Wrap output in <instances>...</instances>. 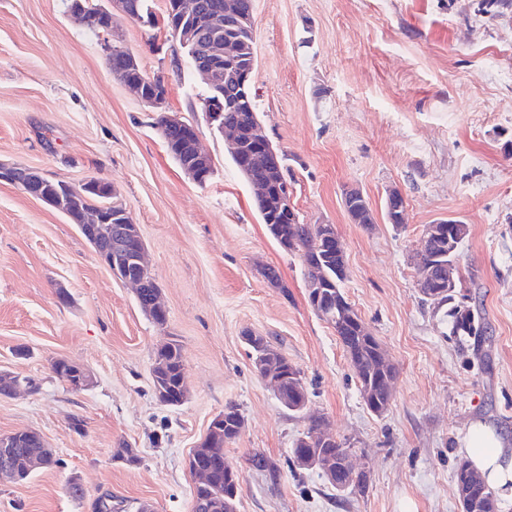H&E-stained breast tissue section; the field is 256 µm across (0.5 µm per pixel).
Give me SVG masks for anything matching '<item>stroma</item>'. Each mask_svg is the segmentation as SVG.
Returning a JSON list of instances; mask_svg holds the SVG:
<instances>
[{"mask_svg":"<svg viewBox=\"0 0 512 512\" xmlns=\"http://www.w3.org/2000/svg\"><path fill=\"white\" fill-rule=\"evenodd\" d=\"M478 2L254 0L259 121L288 156L303 223L335 225L345 295L397 369L378 416L308 303L301 259L262 224L174 42L120 15L94 35L68 0H0V161L75 187L111 182L167 310L155 323L76 225L0 181V370L38 384L0 396V434L37 431L58 459L0 485V512H94L106 493L123 512H193L189 457L230 403L245 419L224 447L240 473L237 512H460L453 472L470 423L512 438V14L491 17ZM109 43L162 77L169 111L198 128L214 169L205 185L168 153L156 112L113 77ZM350 188L376 212L372 227L349 219ZM392 188L405 199L400 228L383 215ZM448 218L470 228L457 299L481 316L479 341L453 336L417 288L424 227ZM266 265L281 287L267 284ZM247 332L301 370L306 412L288 411L259 377ZM171 340L188 386L177 407L151 382L156 349ZM57 359L83 365L92 387L72 391L51 369ZM312 415L350 443L365 494L290 465ZM73 481L83 496L69 493Z\"/></svg>","mask_w":512,"mask_h":512,"instance_id":"obj_1","label":"stroma"}]
</instances>
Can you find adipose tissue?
<instances>
[{"mask_svg":"<svg viewBox=\"0 0 512 512\" xmlns=\"http://www.w3.org/2000/svg\"><path fill=\"white\" fill-rule=\"evenodd\" d=\"M463 450L486 483L502 498L512 501V448L506 437L475 421L468 427Z\"/></svg>","mask_w":512,"mask_h":512,"instance_id":"adipose-tissue-1","label":"adipose tissue"}]
</instances>
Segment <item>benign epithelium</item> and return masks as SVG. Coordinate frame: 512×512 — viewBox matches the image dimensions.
I'll use <instances>...</instances> for the list:
<instances>
[{"label":"benign epithelium","mask_w":512,"mask_h":512,"mask_svg":"<svg viewBox=\"0 0 512 512\" xmlns=\"http://www.w3.org/2000/svg\"><path fill=\"white\" fill-rule=\"evenodd\" d=\"M109 6L98 9V14H92L83 4L82 0H71L70 12L81 19L83 24H96L102 32L107 33L112 28L114 13L118 12L126 18L143 25L149 21L138 10L133 0H108ZM174 12L186 21L185 26L173 29L175 41L184 45L190 44L195 52L196 73L201 76L213 91L224 94V99L234 104L244 101L239 90L245 87L246 81L255 68L254 47H249L246 53H241L237 38L228 35L236 31L243 23H253V2L251 0H213L206 4L202 0H174ZM122 57L127 66L112 70L113 76L134 91L139 98L153 111L158 113L161 125L158 126L163 136L176 132L183 139L189 141L194 149L196 160L200 164L189 169V177L197 184H205L212 175V166L206 163L207 155L200 148L198 129L181 120L166 110V95L162 93L142 94V84L128 79V70L137 66L135 55L121 46H107V58ZM204 112L209 123H218L224 132L229 149L241 163V169L248 178L253 194L260 199L266 196L272 184V174L280 169V154L272 143L263 134L260 127L251 131V147L245 151L242 148V139L238 128L224 121V114L214 111L213 102L204 103ZM262 152V162L255 164L253 151ZM0 180L20 186L28 195L41 201L46 206L72 218L81 216L80 227L84 238L92 246L101 261L112 274L135 288L136 293L151 288L153 293L143 309L150 317L157 321L166 316V310L159 299L157 284L147 282L139 276L142 269L147 268L146 249L141 238L138 225L125 218L122 223H112L108 204L97 205V210L88 212L85 206L90 203L87 192L93 191L103 198H110L113 189L109 182L90 178L83 182L80 188L69 187L64 193L53 187L55 179L50 178L37 169L15 166L0 162ZM321 246L327 247L340 259H345L342 242L336 234L332 224L321 225ZM447 271L440 270L435 263H419L417 285L425 291L440 293L446 288H455L460 281L459 261L452 259L446 265ZM71 371L60 375V379L73 391H81L92 383L91 374L80 364L69 362ZM262 379L268 384L277 396L284 395V386L288 382V370L280 375L267 373ZM26 387L22 378L12 373L0 371V390L14 395ZM154 394L156 399L164 405H181L187 397L185 386H180L178 393H172L168 387L160 382L156 383ZM224 429V415L219 414L213 418L206 434L198 442L195 452L189 458V469L197 477L195 488H205L212 477V468L200 461L197 451L213 446L214 440L222 434ZM339 472L347 476L352 482L357 480L364 470L353 466L350 454L346 453L337 460Z\"/></svg>","instance_id":"1"}]
</instances>
